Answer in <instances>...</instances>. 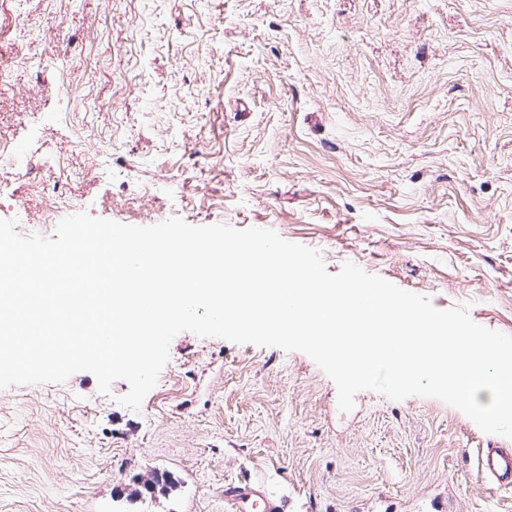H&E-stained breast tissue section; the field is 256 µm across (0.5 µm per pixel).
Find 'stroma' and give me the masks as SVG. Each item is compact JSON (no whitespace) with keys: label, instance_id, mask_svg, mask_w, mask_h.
Listing matches in <instances>:
<instances>
[{"label":"stroma","instance_id":"35a3bbf8","mask_svg":"<svg viewBox=\"0 0 512 512\" xmlns=\"http://www.w3.org/2000/svg\"><path fill=\"white\" fill-rule=\"evenodd\" d=\"M1 62L0 141L76 211L271 229L512 335V0H0ZM42 210L0 183V219ZM128 391L0 389V512H227L247 478L282 512H512L476 467L512 439L435 398L341 411L301 352L183 331Z\"/></svg>","mask_w":512,"mask_h":512}]
</instances>
